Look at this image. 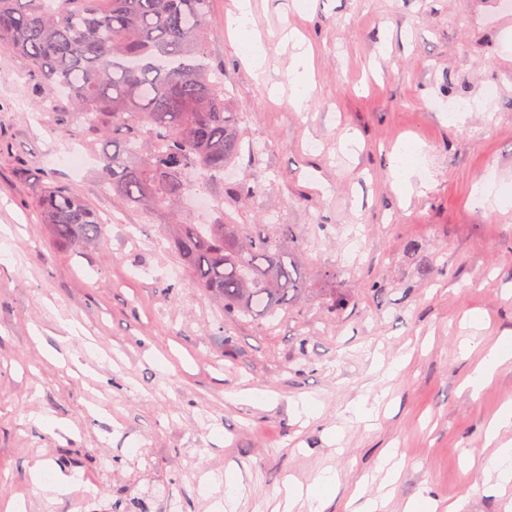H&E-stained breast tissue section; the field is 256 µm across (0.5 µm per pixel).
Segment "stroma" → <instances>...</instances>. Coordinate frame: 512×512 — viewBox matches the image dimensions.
<instances>
[{
  "mask_svg": "<svg viewBox=\"0 0 512 512\" xmlns=\"http://www.w3.org/2000/svg\"><path fill=\"white\" fill-rule=\"evenodd\" d=\"M234 2L211 0L208 50L242 151L208 191L223 196L225 223L261 235L278 225L306 275L273 322L225 320L185 276L167 227L212 213L121 205L99 187L79 123L56 130L67 100L0 50V226L12 231L0 239V512H213L229 470L234 512H308L287 507L285 489L325 472L338 483L325 512H345L357 491L382 499L380 512L422 494L512 512L484 468L485 429L512 404V363L478 394L462 387L512 330V7L251 0L258 80L225 29ZM307 49L313 82L297 110L292 57ZM486 177L502 207L473 198ZM49 182L106 221L100 243L75 250L46 235ZM328 288L349 305L329 311ZM366 401L377 414L361 421ZM390 448L404 467L385 489ZM36 468L74 490L42 493Z\"/></svg>",
  "mask_w": 512,
  "mask_h": 512,
  "instance_id": "1",
  "label": "stroma"
}]
</instances>
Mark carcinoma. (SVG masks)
Returning <instances> with one entry per match:
<instances>
[{"label": "carcinoma", "instance_id": "carcinoma-1", "mask_svg": "<svg viewBox=\"0 0 512 512\" xmlns=\"http://www.w3.org/2000/svg\"><path fill=\"white\" fill-rule=\"evenodd\" d=\"M210 0H0V49L26 57L71 112L112 147L98 181L123 204L168 212L193 190L224 178L240 154L224 82L211 77ZM43 224L74 249L99 242L106 225L71 189L46 185ZM172 224V250L195 285L229 317L273 319L302 290L305 276L285 262L277 236L247 224Z\"/></svg>", "mask_w": 512, "mask_h": 512}]
</instances>
